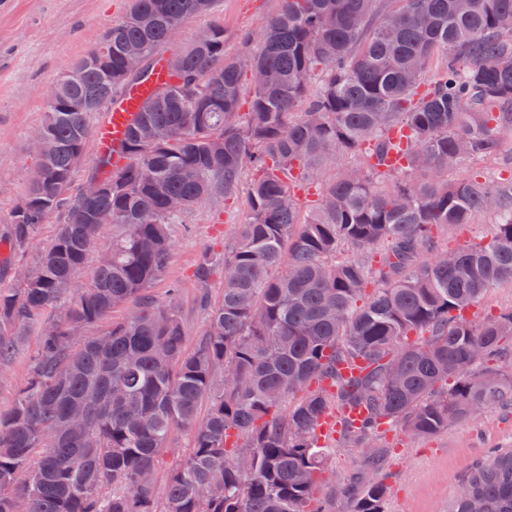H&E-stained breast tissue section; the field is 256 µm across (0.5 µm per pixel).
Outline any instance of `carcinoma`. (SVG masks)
<instances>
[{
  "label": "carcinoma",
  "mask_w": 512,
  "mask_h": 512,
  "mask_svg": "<svg viewBox=\"0 0 512 512\" xmlns=\"http://www.w3.org/2000/svg\"><path fill=\"white\" fill-rule=\"evenodd\" d=\"M214 3L133 0L48 91L42 179L14 206L7 242L29 246L51 216L59 227L36 272L0 290V361L39 317L60 320L43 325L31 376L0 410V512H327L316 428L328 409L367 410L365 425L341 422L351 443L382 428L427 437L512 407V312L470 318L487 292L512 286V180L448 179L497 157L512 132V0H393L383 12L378 0H282L237 55L219 23L166 52ZM137 84L149 92L127 163L98 156L88 178L103 191L88 202L72 184L96 117ZM349 154L358 162L325 175L323 160ZM246 168L250 216L189 352L175 303L147 289L170 263V225L206 196L233 195ZM302 184L321 187L304 217ZM98 210L112 214L104 246ZM486 211L500 216L490 236L441 243ZM99 248L110 259L85 285ZM126 305L73 347L75 331ZM343 361L361 374L339 381ZM181 429L192 451L170 464L159 508L146 478ZM464 483L470 495L448 512H512V448ZM347 492L350 512H385L375 465Z\"/></svg>",
  "instance_id": "carcinoma-1"
}]
</instances>
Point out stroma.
<instances>
[{
  "instance_id": "stroma-1",
  "label": "stroma",
  "mask_w": 512,
  "mask_h": 512,
  "mask_svg": "<svg viewBox=\"0 0 512 512\" xmlns=\"http://www.w3.org/2000/svg\"><path fill=\"white\" fill-rule=\"evenodd\" d=\"M131 7L132 0H0V236L36 165L32 135L47 107L46 89L94 50ZM279 9L280 0H217L213 13L184 21L172 45L187 46L217 20L228 34L225 52L236 54L241 37L257 33ZM247 220L243 194L215 195L195 205L183 223L170 227V264L149 292L163 300L169 289H177L187 348H194L207 328L200 300L205 295L220 297L224 247ZM57 229L53 221L38 226L32 245L16 251L12 264L0 268V289L18 287L20 274L36 271L38 250ZM205 251L214 266L202 279L196 269ZM38 344L39 330L34 327L20 349L0 363V409L9 408L24 386ZM374 445L383 451L388 512H447L467 472L483 462L490 449L512 446V409L494 410L475 424L424 439L396 430L377 437Z\"/></svg>"
}]
</instances>
